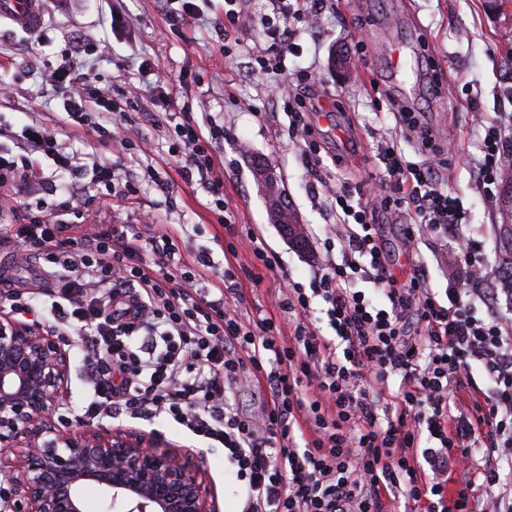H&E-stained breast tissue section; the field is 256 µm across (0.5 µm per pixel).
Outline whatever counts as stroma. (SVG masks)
<instances>
[{"instance_id": "obj_1", "label": "stroma", "mask_w": 512, "mask_h": 512, "mask_svg": "<svg viewBox=\"0 0 512 512\" xmlns=\"http://www.w3.org/2000/svg\"><path fill=\"white\" fill-rule=\"evenodd\" d=\"M121 9L124 29L113 30L110 13ZM40 33H26L0 23V83L12 94L0 99V146L15 148L13 132L30 119L59 129L65 152L82 168L86 196L95 197L89 221L93 224H136L150 212L157 223L188 239L193 247L211 252L217 269L226 264L253 269L248 248L226 255V236L207 208L209 196L200 184L185 183L171 155L169 128L153 118L150 93L127 103L131 87L142 84L138 68L150 61L178 104L187 106L198 122L214 118L224 125L223 163L216 172L224 179V194L233 223L249 225L275 255V271L264 272L260 285L245 284L240 308L243 319L275 312L279 290L288 281L309 283L314 273L339 251L323 244L336 212L325 193L312 189V179L300 157L298 140L288 136V116L267 96L270 75L256 62L270 40L266 16L268 0H249L251 20L233 33L224 31V0H210L204 16L183 25H171L161 0H72L68 9L49 5ZM294 43L285 53L289 73L314 67L323 112L312 123L327 148L325 172L330 184L346 181L359 187L370 176L381 175V147L392 140L414 162L422 161L421 145L396 123L393 102L423 112L437 148L452 165L439 186L457 197L468 213L470 230L488 259H497L501 226L512 224V204L501 196L485 198L473 170L483 157L485 127L512 124V0H323L314 28L293 23ZM92 49L83 69L97 93L120 105L113 126L138 127L133 149L119 142L102 143L85 129L62 124V106L43 82L45 71L62 63L73 40ZM404 55L401 72L386 59L391 44ZM364 53H357V46ZM345 54L348 65L335 67ZM428 56L443 83L433 95L419 58ZM344 106L346 116L336 113ZM343 165H336V157ZM122 159L138 192L125 207H114L109 196L91 181L93 163ZM271 169L280 190L307 227L308 247L291 246L268 219L269 198L255 168ZM417 252L427 267L433 287L444 288L449 278L465 282L469 272L460 263L453 243L436 238L420 243ZM69 405L61 413L68 428L82 427L91 393L83 382V353L70 348ZM121 427L156 433L186 459L203 465L218 512H236L245 490L220 448L193 443L185 433L158 417L146 422L123 418ZM106 420L102 429H113Z\"/></svg>"}]
</instances>
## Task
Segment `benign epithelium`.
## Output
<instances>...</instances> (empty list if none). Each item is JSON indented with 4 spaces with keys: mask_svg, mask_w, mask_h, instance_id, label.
I'll list each match as a JSON object with an SVG mask.
<instances>
[{
    "mask_svg": "<svg viewBox=\"0 0 512 512\" xmlns=\"http://www.w3.org/2000/svg\"><path fill=\"white\" fill-rule=\"evenodd\" d=\"M70 357L50 328L0 311V475L3 512H84L98 485L123 512H216L204 471L154 433L61 429Z\"/></svg>",
    "mask_w": 512,
    "mask_h": 512,
    "instance_id": "benign-epithelium-1",
    "label": "benign epithelium"
}]
</instances>
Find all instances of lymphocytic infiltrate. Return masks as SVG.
Here are the masks:
<instances>
[{
    "label": "lymphocytic infiltrate",
    "mask_w": 512,
    "mask_h": 512,
    "mask_svg": "<svg viewBox=\"0 0 512 512\" xmlns=\"http://www.w3.org/2000/svg\"><path fill=\"white\" fill-rule=\"evenodd\" d=\"M84 51L75 45L76 61L47 71L45 82L67 125L91 127L107 142L111 130L89 126L88 117L115 105L89 93L79 61ZM271 71L274 98L319 175L321 146L309 121L322 107L317 74L309 67L289 77L280 60ZM149 92L173 122L183 179L206 181L212 205L226 212L224 180L214 174L223 126H203L177 111L161 85ZM16 140L17 151L0 147V188L41 179L42 156L70 170L56 130L42 122L24 124ZM506 142L499 125L488 127L475 172L485 192L498 184ZM425 151L426 163L417 164L387 144L384 177L363 188H329L340 210L341 259L309 284L292 281L281 292L278 306L293 321L291 333L264 315L244 321L235 270L225 268L205 287L208 254L193 252L166 225L146 236L128 224L85 223L92 201L69 185H47L46 199L19 201L18 223L0 224V247L37 255L53 287L22 294L5 279L0 298L14 314L39 308L58 331L81 335L90 418L161 416L223 449L245 487L241 512H384L393 491L412 512H512V486L499 472L500 462L512 464V330L493 313L479 314L473 289L463 283L435 291L421 262L398 279L380 243L382 220L397 214L408 246L449 236L471 275L486 270L462 204L438 187L449 158L430 143ZM317 300L326 306L324 328ZM477 366L488 388L478 385ZM244 371L267 395L255 417L240 415L233 403L231 385ZM482 485L497 493L480 506Z\"/></svg>",
    "instance_id": "1"
}]
</instances>
